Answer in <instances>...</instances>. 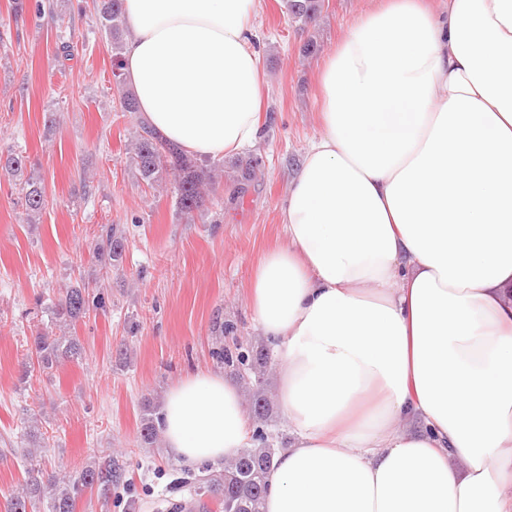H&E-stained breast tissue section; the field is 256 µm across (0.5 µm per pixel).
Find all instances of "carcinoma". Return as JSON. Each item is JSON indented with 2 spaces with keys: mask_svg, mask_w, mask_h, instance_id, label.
<instances>
[{
  "mask_svg": "<svg viewBox=\"0 0 512 512\" xmlns=\"http://www.w3.org/2000/svg\"><path fill=\"white\" fill-rule=\"evenodd\" d=\"M92 6L100 30L113 53L115 66L119 69L125 33L123 0H92ZM322 7L323 0H286L288 16L302 27L315 23ZM27 162L28 157L21 151H0V169L21 177L25 208L35 215L45 205V186L37 171L32 169L28 175H23ZM131 162L140 179L150 186L162 182L166 175L173 176L177 207L186 215L205 206L209 189L218 178L214 169L164 142L142 123L132 143ZM258 170L259 160L253 156L239 159L233 165L234 178L241 186L256 178ZM125 240L126 230L120 225H104L94 245V254L99 261L114 267L122 259ZM108 297L103 286L91 288L82 281L72 283L63 289L54 305V319L72 324L90 309L104 307ZM81 351L78 337L57 336L51 329L38 333L35 340L37 365L44 371L53 368L62 359L78 358ZM213 356L218 363L229 368H249L241 375L247 385L249 406L257 420H266L270 405L265 388L264 362H253L249 355L222 346L213 352ZM157 434L155 418L151 414L146 415L141 423L142 440L151 444ZM251 440L252 447L241 449L234 458L224 461L223 467L206 469V478L196 483L195 494L204 496L219 491L222 499L237 512H262L267 477L280 447L260 426L254 429ZM122 477V472L112 465L110 458L65 481L45 475L40 468L31 467L27 470V481L22 492L5 497V512H30L38 503L45 504L47 512H75L77 500L86 489L94 488L101 498L108 500L112 498V486L119 483Z\"/></svg>",
  "mask_w": 512,
  "mask_h": 512,
  "instance_id": "cac0c4a2",
  "label": "carcinoma"
}]
</instances>
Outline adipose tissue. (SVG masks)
<instances>
[{
  "mask_svg": "<svg viewBox=\"0 0 512 512\" xmlns=\"http://www.w3.org/2000/svg\"><path fill=\"white\" fill-rule=\"evenodd\" d=\"M256 0H125L138 116L199 159L257 144ZM319 132L250 283L290 439L262 512H512V0H382L322 61ZM184 465L248 447L241 391L186 375Z\"/></svg>",
  "mask_w": 512,
  "mask_h": 512,
  "instance_id": "adipose-tissue-1",
  "label": "adipose tissue"
}]
</instances>
